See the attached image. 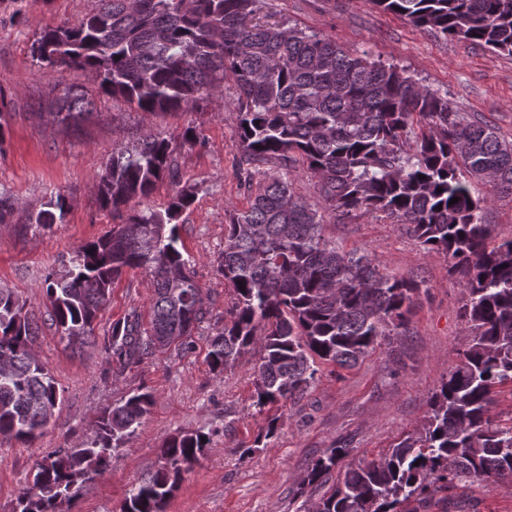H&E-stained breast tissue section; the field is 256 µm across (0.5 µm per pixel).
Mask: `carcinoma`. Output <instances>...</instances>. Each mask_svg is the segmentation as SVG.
Wrapping results in <instances>:
<instances>
[{
    "mask_svg": "<svg viewBox=\"0 0 512 512\" xmlns=\"http://www.w3.org/2000/svg\"><path fill=\"white\" fill-rule=\"evenodd\" d=\"M375 3L420 29L512 55V0ZM32 55L56 73L88 70L102 94L148 113L187 110L222 90L224 77L234 80L239 174L252 200L225 228L217 272L232 301L206 362L220 375L258 350V410L303 399L317 362L352 366L379 341L402 335L421 290L413 276L387 273L367 252H347L324 236L318 210L292 189L295 163L315 175L332 209H362L407 225L424 249L448 255L449 271L464 280L470 340L427 415L384 455L347 465L311 512H418L462 482L512 480V418L502 423L489 414L492 389L512 384V239L487 247V199L474 197L459 177L463 167L512 195V141L397 65L261 14L260 0H100L75 26H43ZM58 85L53 120L93 113L86 92ZM267 163L280 172L260 171ZM165 179H178L168 140L148 135L113 149L97 176V200L121 223L81 245L45 280L51 325L67 347L81 350L92 344L112 285L129 270L148 273L149 325L134 311L112 323L106 350L118 374L177 340L189 349L186 338L204 317L202 288L178 248L176 220L193 193L176 190L162 210L122 213ZM454 197L459 201L449 204ZM68 210V198L55 192L26 221L62 224ZM39 331L26 303L0 288V437L25 447L44 435L64 400L35 353ZM152 402L142 388L105 407L82 447L42 456L13 512H60L73 489L107 472ZM210 442L203 428L165 437L162 466L129 490L121 512H166L183 473ZM348 455L336 448L316 460L307 484L327 482Z\"/></svg>",
    "mask_w": 512,
    "mask_h": 512,
    "instance_id": "cac0c4a2",
    "label": "carcinoma"
}]
</instances>
